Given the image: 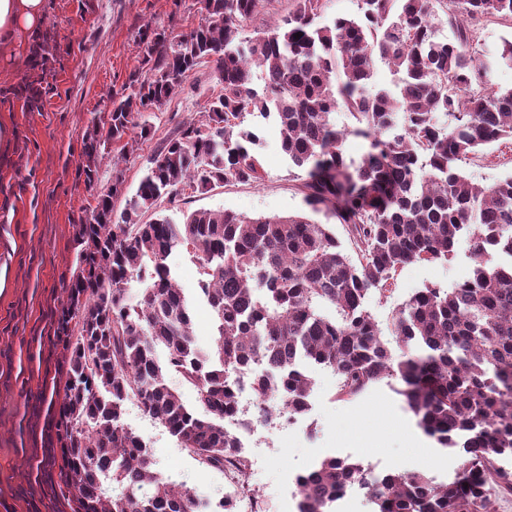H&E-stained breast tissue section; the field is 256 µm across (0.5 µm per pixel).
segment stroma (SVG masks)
<instances>
[{
    "label": "stroma",
    "mask_w": 512,
    "mask_h": 512,
    "mask_svg": "<svg viewBox=\"0 0 512 512\" xmlns=\"http://www.w3.org/2000/svg\"><path fill=\"white\" fill-rule=\"evenodd\" d=\"M43 13L37 37L20 43L18 60L0 58V124L11 132L0 142V512H53L60 493L56 485L43 494L36 486L45 479L39 461L59 381L55 320L76 255L75 226L93 203L78 173L83 141L99 122L108 93L144 77L138 33L151 26L177 35L202 19L196 0H43ZM507 40L512 21L481 22L475 43L488 62L484 84L494 90L512 89V65L499 59ZM221 89L214 63L204 62L171 103L143 114L152 134L120 163L126 194L135 193L168 134L198 117ZM258 154L260 182L186 194L177 206H166V215L177 222L199 209L248 217L305 212L306 174L283 154L274 120L261 123ZM460 167L479 184L512 174V140L482 149ZM471 267L467 244H459L448 262L399 269L387 296L371 293L366 304L379 326L389 327L416 291L451 287ZM308 374L313 389L306 418L259 429L255 446L245 452L264 512H297L296 476L327 457L362 464L375 477L423 471L443 481L454 475L458 456L425 436L391 385L382 381L360 397L342 399L330 369L313 366ZM125 420L172 482L214 499L224 495L223 474L180 448L135 403H127ZM427 446L434 456L424 454Z\"/></svg>",
    "instance_id": "35a3bbf8"
}]
</instances>
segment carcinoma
Returning a JSON list of instances; mask_svg holds the SVG:
<instances>
[{"label": "carcinoma", "instance_id": "1", "mask_svg": "<svg viewBox=\"0 0 512 512\" xmlns=\"http://www.w3.org/2000/svg\"><path fill=\"white\" fill-rule=\"evenodd\" d=\"M268 0H198L202 22L172 36L139 34L147 77L112 93L107 119L83 141L81 168L94 188L99 158L118 159L151 134L142 113L177 97L214 59L220 94L203 119L162 141L136 192L122 171L94 192L76 225L77 252L56 327L64 385L44 465L59 469L70 512H214L230 509L171 482L151 448L123 422L133 400L208 468L242 466L224 420L240 415L237 377L253 371L254 420L301 413L313 382L305 365L332 370L337 395L386 381L416 424L459 453L455 478L421 472L371 476L325 458L296 479L298 512H331L358 482L375 512H496L483 489L512 495V175L473 182L458 162L512 139V89L485 93L487 63L474 48L483 17L512 20V0H359L360 13L321 22L322 0H291L264 19ZM454 28L438 36V12ZM253 36L245 37L246 28ZM396 90L372 86L376 61ZM260 75L263 88L254 85ZM338 111L369 141L345 157ZM275 119L291 165L305 171L304 202L348 228L353 261L330 224L304 214L247 217L199 209L174 223L162 203L186 191L257 183L259 135L248 117ZM448 118L443 122L442 118ZM125 197L122 210L114 200ZM469 244L471 276L416 292L395 312L393 351L365 305L409 263L447 262ZM183 250L199 267V296L214 313L215 343L195 344L193 302L167 260ZM144 285L136 304L129 286ZM197 390L188 407L169 376Z\"/></svg>", "mask_w": 512, "mask_h": 512}]
</instances>
